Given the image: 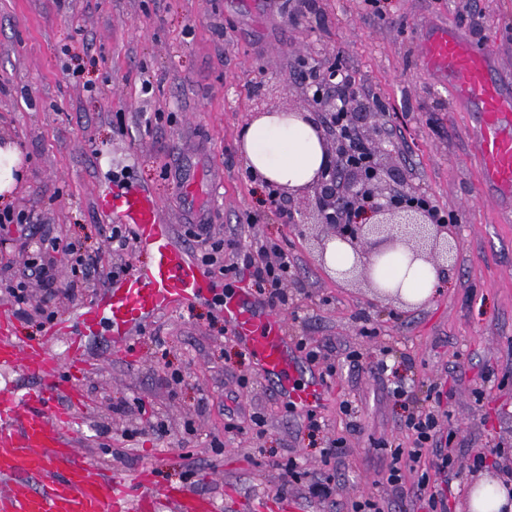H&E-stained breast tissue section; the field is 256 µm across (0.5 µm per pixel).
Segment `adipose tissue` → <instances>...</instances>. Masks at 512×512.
<instances>
[{
  "label": "adipose tissue",
  "instance_id": "adipose-tissue-1",
  "mask_svg": "<svg viewBox=\"0 0 512 512\" xmlns=\"http://www.w3.org/2000/svg\"><path fill=\"white\" fill-rule=\"evenodd\" d=\"M240 152L247 169L262 182L292 193L307 188L328 162L309 113L269 112L254 118L243 132ZM391 260L390 274L381 279L383 286L401 289L414 303L432 297L440 276L430 264L407 263L397 252Z\"/></svg>",
  "mask_w": 512,
  "mask_h": 512
}]
</instances>
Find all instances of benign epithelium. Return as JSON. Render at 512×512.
Instances as JSON below:
<instances>
[{
  "label": "benign epithelium",
  "mask_w": 512,
  "mask_h": 512,
  "mask_svg": "<svg viewBox=\"0 0 512 512\" xmlns=\"http://www.w3.org/2000/svg\"><path fill=\"white\" fill-rule=\"evenodd\" d=\"M304 99L319 113L317 129L335 162L321 171L302 195L308 200L315 224L320 258H325L330 242L340 240L352 247L356 261L351 268L334 272L339 280H349L359 271L368 274L376 261L400 244L410 260L432 264L442 273L452 267L458 244L448 237V225L432 222L426 207L412 200L393 155L374 139L377 113L364 109L362 101L349 98L338 105L336 92L328 89ZM341 119L356 139L362 158L351 157L352 147L336 131ZM362 205V217L352 224L346 218V203Z\"/></svg>",
  "instance_id": "benign-epithelium-1"
}]
</instances>
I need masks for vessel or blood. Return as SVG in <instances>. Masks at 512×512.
Wrapping results in <instances>:
<instances>
[{"label":"vessel or blood","mask_w":512,"mask_h":512,"mask_svg":"<svg viewBox=\"0 0 512 512\" xmlns=\"http://www.w3.org/2000/svg\"><path fill=\"white\" fill-rule=\"evenodd\" d=\"M424 68L452 84L459 105L476 112L472 131L488 186L512 196V86L501 81L498 60L477 48L461 31L429 26L422 44ZM184 197L208 207L215 177L194 167L179 180ZM101 211L124 224L149 255L147 263L112 282L98 301L79 315L84 333L74 336L68 322L49 329V343L64 344L66 361L48 345L27 346L0 317V368L16 369L36 386L21 392L0 388V512H210L212 504L190 489L157 488L149 475L128 480L100 471L74 449L71 431L79 408L59 412L56 393L84 367L87 339L106 331L113 346L125 349L151 318L204 297L211 288L205 271L182 244L153 198L127 184L99 199ZM224 318L254 355L261 374L283 383V392L299 409L320 402L324 386L314 381L288 385V367L296 363L281 318L256 307L248 289L224 301Z\"/></svg>","instance_id":"vessel-or-blood-1"}]
</instances>
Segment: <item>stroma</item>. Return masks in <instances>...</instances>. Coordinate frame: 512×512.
I'll return each mask as SVG.
<instances>
[{
  "instance_id": "obj_1",
  "label": "stroma",
  "mask_w": 512,
  "mask_h": 512,
  "mask_svg": "<svg viewBox=\"0 0 512 512\" xmlns=\"http://www.w3.org/2000/svg\"><path fill=\"white\" fill-rule=\"evenodd\" d=\"M443 21L512 75V0H389L382 18L366 0H316L306 17L285 0H0V135L21 159L18 188L0 212L25 218L0 226V254L14 270L39 246L33 223L98 251L105 270L148 262L141 249L107 248L112 219L96 201L117 182L137 185L184 237L191 219L175 174L197 155L220 176L207 217L214 238L244 249L272 240L295 261L278 313L290 338L319 352L301 362L297 382L336 367L317 409L323 428L310 433L224 320L223 300L249 286L248 275L212 274L207 297L153 318L131 350L98 336L74 391L60 392L59 406H81L76 446L96 467L126 478L150 469L157 486L190 488L216 512H340L368 494L382 512H418L415 474L389 484L379 446L412 447L409 406L438 417L422 461L431 489H454L451 512H469L472 484L512 468V200L486 185L471 140L475 114L422 70V32ZM336 63L360 95H375L380 145L411 189L459 215L449 227L460 241L456 263L424 303L379 302L364 281H334L300 224L306 200L266 203V187L243 164L239 137L252 118L303 110V88ZM250 218L255 226L244 230ZM365 327L372 336H362ZM353 351L359 363H350ZM381 361L389 373L373 372ZM399 381L403 405L390 394ZM346 401L356 419L342 413ZM158 420L161 435L151 429ZM333 439L345 452L324 460ZM481 453L485 466L473 467ZM447 454L449 472L440 466ZM290 458L300 480L282 476ZM324 473L334 476L333 502L306 498V481Z\"/></svg>"
}]
</instances>
